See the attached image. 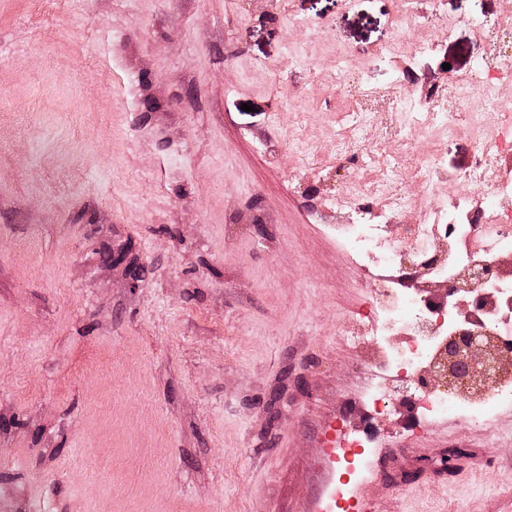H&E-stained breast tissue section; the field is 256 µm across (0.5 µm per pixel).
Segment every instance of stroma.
<instances>
[{"label":"stroma","mask_w":512,"mask_h":512,"mask_svg":"<svg viewBox=\"0 0 512 512\" xmlns=\"http://www.w3.org/2000/svg\"><path fill=\"white\" fill-rule=\"evenodd\" d=\"M0 0V512H318L321 442L362 419L377 348L342 336L374 276L327 222L340 130L384 95V47L436 46L445 87L512 54V0ZM479 18L482 32L470 20ZM344 78H337V69ZM474 129L384 140L403 191L468 186ZM132 247L130 281L112 251ZM391 468L348 485L375 512H481L512 491V407L480 427L378 420ZM470 465L442 471L449 449ZM435 0H399L398 1V21L401 29L419 23L424 17V11L431 13L436 10Z\"/></svg>","instance_id":"1"}]
</instances>
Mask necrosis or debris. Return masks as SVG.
Returning a JSON list of instances; mask_svg holds the SVG:
<instances>
[{
	"label": "necrosis or debris",
	"mask_w": 512,
	"mask_h": 512,
	"mask_svg": "<svg viewBox=\"0 0 512 512\" xmlns=\"http://www.w3.org/2000/svg\"><path fill=\"white\" fill-rule=\"evenodd\" d=\"M489 69L480 66L454 81L451 91L436 89L425 95L397 72L387 98L367 96L357 112L358 117L389 132L399 117L426 130L469 124L478 130L481 145L470 164L458 172L440 167L437 158L427 160L434 179L459 181L471 189L468 196L435 209L413 204L398 190L386 188L387 177L373 171L371 156L349 158L350 188L337 198L336 207L348 210L350 219L334 225L333 231L360 268L382 267L391 274L374 286L368 305L343 331L356 344L377 342L378 367L385 375L366 396L372 422L355 430L339 423L323 434L324 445L335 449L343 474H351L370 448L377 446L374 419L394 409L396 401H406L415 419L453 414L471 426L483 425L498 407L512 404V384L507 382L478 400L465 397L457 386L443 391L429 388L427 369L464 316L454 305L437 314L426 298L405 286L412 276L407 267L411 261L421 263L431 279L451 289L462 287L464 271H488L483 288L489 300L480 316L497 349L512 351V274L501 270L502 257L512 253V181L502 175L512 158L497 146V118L503 103L488 80ZM449 96L454 102L448 106L444 100ZM471 102L480 104V111L468 110ZM370 174L383 185L375 198L359 191ZM391 223L399 224L398 235L387 234L385 227Z\"/></svg>",
	"instance_id": "necrosis-or-debris-1"
}]
</instances>
